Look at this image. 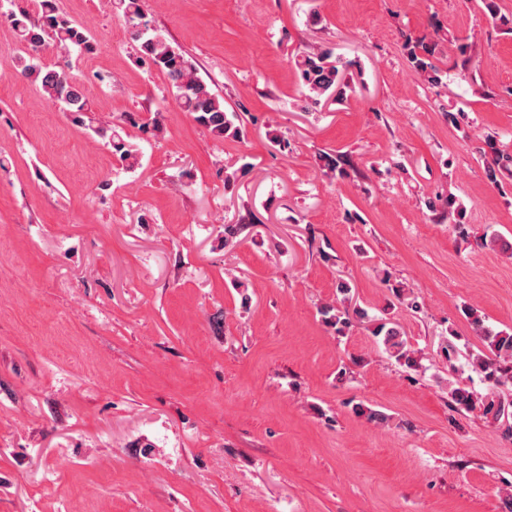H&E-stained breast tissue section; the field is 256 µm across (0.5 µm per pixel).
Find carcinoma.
<instances>
[{
  "label": "carcinoma",
  "mask_w": 512,
  "mask_h": 512,
  "mask_svg": "<svg viewBox=\"0 0 512 512\" xmlns=\"http://www.w3.org/2000/svg\"><path fill=\"white\" fill-rule=\"evenodd\" d=\"M481 3L482 10L492 25L505 26L512 31V18L501 14L497 0H481ZM107 5L130 31L133 41L137 43L140 58L166 74L184 111L192 114L194 120L217 140L229 137L238 139L242 136L243 113L225 108L224 99L197 75L192 63L149 27V21L144 18L141 8V0H107ZM0 15L11 23L24 53L17 64L20 77L38 85L45 98L60 106L74 122L85 124L96 132L100 131L99 120L73 74L72 64L66 62L62 65L45 66L41 63L40 56L33 54L34 45L39 41L49 43L65 58L74 49L88 52L93 47L89 32L59 13L52 5V0H43V11L37 20L31 19L21 6ZM442 47L441 38L429 41L408 38L403 44V51L412 71L433 86L442 83L441 71L434 63L436 56L442 52ZM448 49L458 51L461 57L458 76L467 78L469 64L475 56L474 44L453 38L448 40ZM295 67L304 95L314 106L329 101L340 103L346 93L355 91L353 75L358 63L337 54L332 47L319 45L309 48L295 59ZM161 117L160 112L147 118L128 114L125 122L158 133L161 131ZM109 144L112 151L123 161H136L141 156L139 145L130 143L117 134L110 136ZM481 157L485 177L490 184L497 186L504 176L512 177V153L499 149L493 140L486 141V149L481 151ZM317 161L324 176H347L342 155L322 152L318 154ZM462 216L463 210L457 204L456 198L448 196L440 219L459 224ZM351 293V283L341 279L336 287V300L319 308L322 321L338 336L349 333L354 323L369 318L366 309L350 307ZM469 315L472 316L475 332L480 336L483 348L470 354L468 364L482 374L491 386H512V331H495L485 326L483 319L476 313L471 311ZM373 335L380 338L385 352L400 366L418 370L419 358L397 324L380 322L374 327ZM448 395L455 409L469 411L478 405L482 407L485 417L505 426V433L512 432V426L509 425V419L512 418L509 408L512 403L502 400L500 395L491 393L479 397L466 388L451 385L448 386ZM355 412L378 426H384L389 421L386 413L364 404L357 406Z\"/></svg>",
  "instance_id": "obj_1"
}]
</instances>
